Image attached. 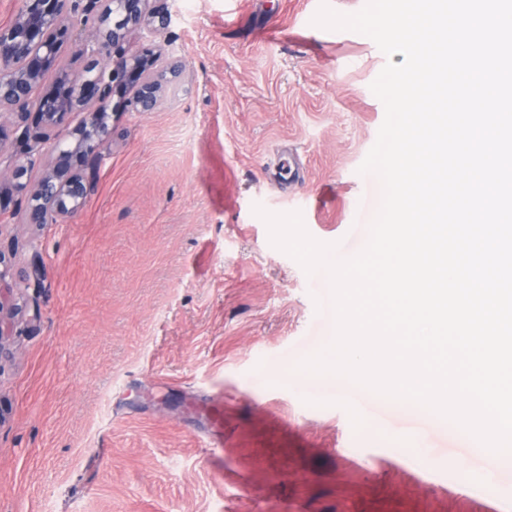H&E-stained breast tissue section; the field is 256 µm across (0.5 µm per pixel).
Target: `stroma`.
Wrapping results in <instances>:
<instances>
[{
  "label": "stroma",
  "mask_w": 512,
  "mask_h": 512,
  "mask_svg": "<svg viewBox=\"0 0 512 512\" xmlns=\"http://www.w3.org/2000/svg\"><path fill=\"white\" fill-rule=\"evenodd\" d=\"M321 1L171 0L125 48L180 56V83L150 112L137 84L113 94L86 201L53 224L20 195L0 211V512H512V462L295 370L334 334L329 281L253 207L358 253L381 200L359 172L370 85L404 60L312 25Z\"/></svg>",
  "instance_id": "35a3bbf8"
}]
</instances>
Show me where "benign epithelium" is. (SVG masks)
<instances>
[{
	"label": "benign epithelium",
	"mask_w": 512,
	"mask_h": 512,
	"mask_svg": "<svg viewBox=\"0 0 512 512\" xmlns=\"http://www.w3.org/2000/svg\"><path fill=\"white\" fill-rule=\"evenodd\" d=\"M25 0L23 11L14 23L0 29V89L12 94V104L0 116L13 117L20 124L34 118L41 132L33 137L23 133V160L15 162L11 174L35 163V155L49 150L53 166L49 178L28 194L29 224H52L58 208L42 207L37 198L66 196L78 208L91 191L85 176L72 172L70 161L97 163L104 141L111 136L103 113L109 111L114 90L128 78L141 80L142 93L135 104L146 112L158 102L157 87L146 80L143 61L128 56L124 44L128 34L137 29L165 27L171 18L167 11L146 9L148 0ZM95 13L96 21L85 27L84 35L75 45V53L95 65L92 72L80 69L67 76L69 97L59 102L60 111H46L51 96L37 99L34 91L37 76L47 55L55 45L70 41V16L78 11ZM80 117L75 141L63 146L52 141L51 126L67 116Z\"/></svg>",
	"instance_id": "benign-epithelium-1"
}]
</instances>
